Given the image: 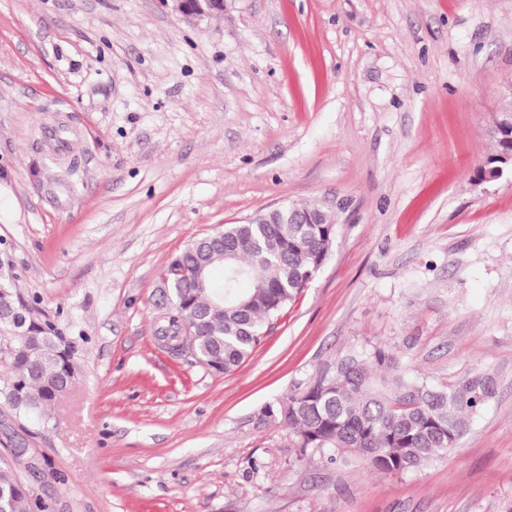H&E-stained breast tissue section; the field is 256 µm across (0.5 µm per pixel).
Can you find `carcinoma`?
<instances>
[{
    "label": "carcinoma",
    "mask_w": 512,
    "mask_h": 512,
    "mask_svg": "<svg viewBox=\"0 0 512 512\" xmlns=\"http://www.w3.org/2000/svg\"><path fill=\"white\" fill-rule=\"evenodd\" d=\"M496 149L481 175L494 177L507 148L504 135L491 134ZM336 225L318 207L291 205L281 215L264 212L245 224H226L220 235L205 234L176 253L166 270L174 275L197 264L213 275L235 254L245 273L224 269L222 281L198 292L178 281L177 306L157 333L171 350L190 352L217 373L244 362L264 334L321 268ZM11 264L0 260V354L11 375L0 385V405L19 417L40 415L75 377L72 346L52 322L16 318L22 302L13 290ZM245 280L250 288L239 291ZM496 392L488 372L448 387L397 371L393 355L381 347L351 351L320 370L287 397L267 404L265 420H280L292 434L297 456L319 454L331 463L350 454L384 474H408L441 461L469 428L471 419ZM30 486L0 469V512H45Z\"/></svg>",
    "instance_id": "obj_1"
}]
</instances>
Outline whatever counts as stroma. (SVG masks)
<instances>
[{"instance_id":"35a3bbf8","label":"stroma","mask_w":512,"mask_h":512,"mask_svg":"<svg viewBox=\"0 0 512 512\" xmlns=\"http://www.w3.org/2000/svg\"><path fill=\"white\" fill-rule=\"evenodd\" d=\"M512 0H0V249L74 349L0 456L50 512H512ZM336 224L310 285L216 374L155 337L193 239L280 205ZM497 391L406 475L297 459L262 408L350 350ZM36 471H29V463ZM180 14L197 18H213L224 13V0H171Z\"/></svg>"}]
</instances>
